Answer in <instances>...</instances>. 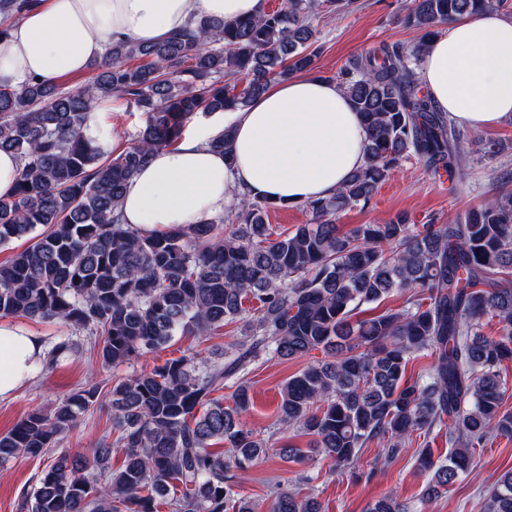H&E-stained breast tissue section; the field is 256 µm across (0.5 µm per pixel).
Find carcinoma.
I'll use <instances>...</instances> for the list:
<instances>
[{
    "mask_svg": "<svg viewBox=\"0 0 512 512\" xmlns=\"http://www.w3.org/2000/svg\"><path fill=\"white\" fill-rule=\"evenodd\" d=\"M38 0H0V37ZM287 0L254 18L205 19L163 41L115 40L94 62V76L65 91L54 80L0 83V150L22 170L13 195L0 198V245H28L0 263V317L59 320L98 338L104 366L155 355L177 336L203 337L233 322L240 336L217 358H166L112 383V430L89 455L59 452L19 512H259L239 489L274 447L273 436L242 425L251 398L247 376L259 360L286 362L321 351L280 387L279 422L312 436L309 448L341 469L379 445L390 465L418 445V468L431 473L426 499L448 492L474 469V449L512 438V411L500 366L512 360V189L450 224L397 218L342 232L336 215L368 205L379 185L409 157L426 171L466 176L460 133L416 69L438 26L506 0H412L404 22L423 35L405 51L378 45L341 71L339 84L367 130L364 164L329 198L303 209L314 223L275 234L276 203L235 195L236 224L204 218L168 232L123 226L118 205L152 151L179 143L196 114L240 109L274 78L314 67L308 16L321 3ZM121 98L148 114L120 153L84 135L91 112ZM210 148L232 161L226 128ZM400 293L404 305L360 320L364 304ZM255 300L248 316L245 302ZM490 317L499 335L485 336ZM82 346L59 338L42 371ZM433 357L407 376L411 360ZM233 389V405L217 392ZM99 385L34 410L0 434V464L43 456L94 406ZM448 436V459L431 443ZM124 454L112 469V456ZM267 512H322L313 496L271 487ZM485 512H512V469L486 493ZM368 512H412L383 497Z\"/></svg>",
    "mask_w": 512,
    "mask_h": 512,
    "instance_id": "1",
    "label": "carcinoma"
}]
</instances>
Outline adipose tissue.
<instances>
[{"label":"adipose tissue","mask_w":512,"mask_h":512,"mask_svg":"<svg viewBox=\"0 0 512 512\" xmlns=\"http://www.w3.org/2000/svg\"><path fill=\"white\" fill-rule=\"evenodd\" d=\"M264 0H41L0 38V79L84 73L113 39L154 43L203 19L255 16ZM423 84L451 120L473 130L512 117V20L494 12L456 21L434 39ZM231 128L233 163L209 148ZM367 134L336 83L310 73L269 83L246 107L200 122L195 135L153 152L128 183L124 223L147 233L222 214L234 192L293 205L335 194L365 156ZM45 356L40 336L0 322V399Z\"/></svg>","instance_id":"1"}]
</instances>
